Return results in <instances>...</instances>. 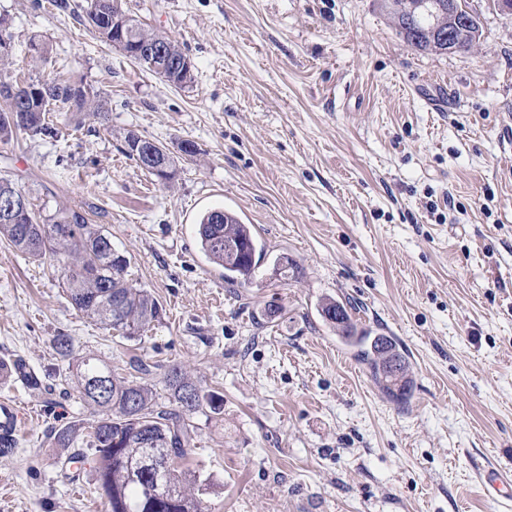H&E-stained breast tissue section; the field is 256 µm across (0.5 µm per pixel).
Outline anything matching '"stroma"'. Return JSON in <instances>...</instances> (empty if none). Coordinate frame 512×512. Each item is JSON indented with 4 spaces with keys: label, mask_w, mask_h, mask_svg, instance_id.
I'll use <instances>...</instances> for the list:
<instances>
[{
    "label": "stroma",
    "mask_w": 512,
    "mask_h": 512,
    "mask_svg": "<svg viewBox=\"0 0 512 512\" xmlns=\"http://www.w3.org/2000/svg\"><path fill=\"white\" fill-rule=\"evenodd\" d=\"M120 3L180 43L193 83L166 84L52 0H0L14 78L80 82L108 109L54 112L55 135L0 144V176L35 208L85 209L162 307L141 337H112L56 264L0 240V362L42 380L0 378L28 415L0 454V512H105L90 466L54 440L94 420L60 334L160 399L172 365L223 393L220 418L194 416L186 460L207 512H499L480 473L512 461V13L465 0L479 43L435 54L382 0ZM130 130L168 149L170 180L127 158ZM215 207L264 249L249 285L200 250ZM325 298L352 305L358 333L394 337L407 401L322 319Z\"/></svg>",
    "instance_id": "stroma-1"
}]
</instances>
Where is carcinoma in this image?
Returning <instances> with one entry per match:
<instances>
[{
    "instance_id": "cac0c4a2",
    "label": "carcinoma",
    "mask_w": 512,
    "mask_h": 512,
    "mask_svg": "<svg viewBox=\"0 0 512 512\" xmlns=\"http://www.w3.org/2000/svg\"><path fill=\"white\" fill-rule=\"evenodd\" d=\"M423 0H385V8L399 30H409L407 44L419 52L445 53L442 35L448 33L445 14L424 16ZM87 19L108 44L112 43V20L127 29L130 44H158L166 56L159 59L132 57L170 85H187L193 74H179L186 58L178 41L140 26L126 14L119 0H86ZM11 54L0 55V142L10 143L14 135L26 132L50 136L54 128L46 122L47 110L40 109L32 88L41 84L52 97V106L74 108L102 115L104 108L90 88L81 83L35 77L20 84L6 68ZM141 136L124 134V154L147 173L170 179L163 170L172 166L170 153L154 143L160 167L146 165L139 147ZM201 250L207 259L224 269V278L239 284L251 281L262 252L251 229L232 212L213 208L200 215L196 224ZM0 238L35 260L50 257L63 271L71 305L106 330L132 339L158 320L161 306L145 289L128 278L129 261L112 247V239L88 224L77 209L44 215L28 204L18 221L0 213ZM238 247L230 256L224 243ZM321 316L357 347L358 356L369 366L372 378L394 400L401 402L411 393L413 383L408 362L393 344L376 340L366 344L363 336L352 335L353 323L347 308L332 300L320 306ZM53 349L60 359L73 357L70 337L58 335ZM75 378L86 405L97 415L86 437L92 448L90 464L94 490L105 512H205L200 498L198 475L181 470L178 461L187 456L195 437L193 417L199 413L219 415L224 395L207 389L178 366L164 373L169 392L161 401L150 388L112 372V366L94 355L76 360Z\"/></svg>"
}]
</instances>
